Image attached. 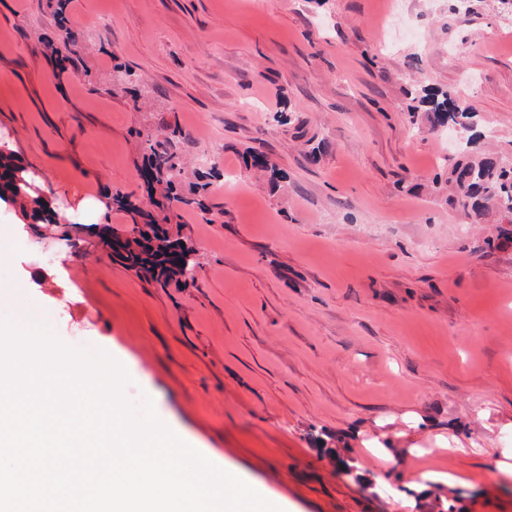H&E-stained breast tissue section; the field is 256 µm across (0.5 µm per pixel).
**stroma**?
I'll use <instances>...</instances> for the list:
<instances>
[{
    "instance_id": "stroma-1",
    "label": "stroma",
    "mask_w": 512,
    "mask_h": 512,
    "mask_svg": "<svg viewBox=\"0 0 512 512\" xmlns=\"http://www.w3.org/2000/svg\"><path fill=\"white\" fill-rule=\"evenodd\" d=\"M85 49L63 75L49 0H0V139L61 212L0 201V285L67 346L109 352L170 429L283 512H512V240L434 187L448 132L407 109L448 91L512 153V6L502 0H70ZM122 63L148 101L107 94ZM179 126L186 284L139 278L72 225L134 235L140 142ZM286 178L272 188L254 158ZM466 452L440 450L437 436ZM435 472L454 482L432 480Z\"/></svg>"
}]
</instances>
